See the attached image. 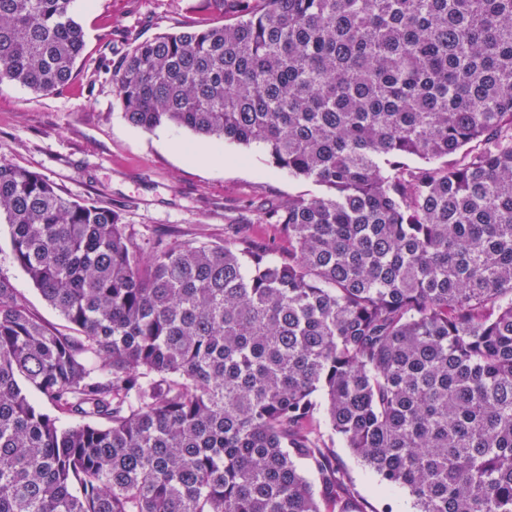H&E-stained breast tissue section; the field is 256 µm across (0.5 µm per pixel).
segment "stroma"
I'll list each match as a JSON object with an SVG mask.
<instances>
[{
	"label": "stroma",
	"mask_w": 512,
	"mask_h": 512,
	"mask_svg": "<svg viewBox=\"0 0 512 512\" xmlns=\"http://www.w3.org/2000/svg\"><path fill=\"white\" fill-rule=\"evenodd\" d=\"M73 17L86 47L69 85L40 95L0 82V161L44 174L69 198L119 211L147 254L159 239L221 243L244 236L287 256V238L266 223L259 207L317 195L320 187L289 176L258 147L227 142L222 156L188 158L174 142L203 149L206 141L171 124L148 132L128 123L104 72L134 41L199 24L188 0H75ZM0 276L44 322L63 325L15 260L10 228L3 223ZM328 445L363 512H383L388 504L395 512H411L408 495L387 494L339 438Z\"/></svg>",
	"instance_id": "obj_1"
}]
</instances>
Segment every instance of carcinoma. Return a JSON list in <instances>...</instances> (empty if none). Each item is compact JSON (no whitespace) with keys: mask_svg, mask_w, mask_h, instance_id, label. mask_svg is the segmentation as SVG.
Instances as JSON below:
<instances>
[{"mask_svg":"<svg viewBox=\"0 0 512 512\" xmlns=\"http://www.w3.org/2000/svg\"><path fill=\"white\" fill-rule=\"evenodd\" d=\"M73 2L0 0V81L69 84ZM192 8L224 23L112 65L125 119L321 194L266 212L286 259L146 258L119 211L0 161L15 258L67 322L0 277V512H359L320 409L415 512H512V0Z\"/></svg>","mask_w":512,"mask_h":512,"instance_id":"cac0c4a2","label":"carcinoma"}]
</instances>
